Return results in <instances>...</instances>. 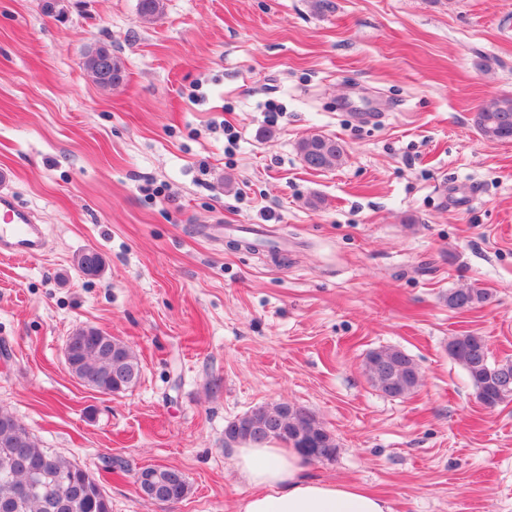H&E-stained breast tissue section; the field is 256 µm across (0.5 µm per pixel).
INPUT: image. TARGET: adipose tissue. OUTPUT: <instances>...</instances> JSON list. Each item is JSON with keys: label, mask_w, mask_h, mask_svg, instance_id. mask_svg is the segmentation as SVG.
Here are the masks:
<instances>
[{"label": "adipose tissue", "mask_w": 512, "mask_h": 512, "mask_svg": "<svg viewBox=\"0 0 512 512\" xmlns=\"http://www.w3.org/2000/svg\"><path fill=\"white\" fill-rule=\"evenodd\" d=\"M234 466L251 486L237 512H391L365 488L308 478L296 449L245 444L233 453Z\"/></svg>", "instance_id": "adipose-tissue-1"}]
</instances>
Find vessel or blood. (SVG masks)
<instances>
[{
	"instance_id": "obj_1",
	"label": "vessel or blood",
	"mask_w": 512,
	"mask_h": 512,
	"mask_svg": "<svg viewBox=\"0 0 512 512\" xmlns=\"http://www.w3.org/2000/svg\"><path fill=\"white\" fill-rule=\"evenodd\" d=\"M46 234L37 216L19 206L11 192H0V253L38 257L45 253Z\"/></svg>"
}]
</instances>
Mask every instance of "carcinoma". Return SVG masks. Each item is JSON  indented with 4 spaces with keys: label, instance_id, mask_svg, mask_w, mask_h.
<instances>
[{
    "label": "carcinoma",
    "instance_id": "carcinoma-1",
    "mask_svg": "<svg viewBox=\"0 0 512 512\" xmlns=\"http://www.w3.org/2000/svg\"><path fill=\"white\" fill-rule=\"evenodd\" d=\"M163 0H139L138 16L144 22L157 20ZM84 66L98 87L110 92L122 84L125 69L111 46L98 44L87 50ZM474 123L480 135L491 142L512 141V96L503 95L483 103ZM302 161L313 169L338 168L346 157L343 145L333 137L311 134L297 145ZM79 272L99 278L105 270L102 256L85 250L75 257ZM491 300L485 288L472 286L448 294V307L471 309ZM73 355L67 368L89 387L104 394L124 392L141 378L135 351L122 340L85 326L68 338ZM450 355L467 373L475 396L489 409L512 400V360H491L485 337L461 334L448 342ZM364 374L378 391L391 398H404L421 384V373L412 356L397 347H381L366 355ZM224 436L232 441L261 446L276 440L292 446L313 442L324 449L323 458L336 457L339 445L309 411L300 407L288 413L283 403L259 406L226 424ZM155 482L168 495L184 499L190 486L178 469L165 470ZM0 512H112L109 498L94 474L76 462L44 447L9 410L0 408Z\"/></svg>",
    "mask_w": 512,
    "mask_h": 512
}]
</instances>
